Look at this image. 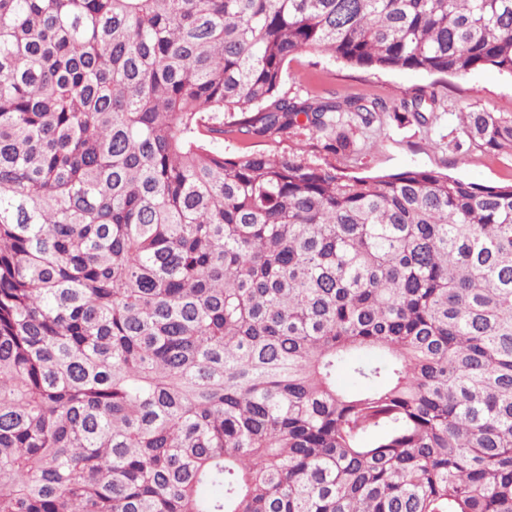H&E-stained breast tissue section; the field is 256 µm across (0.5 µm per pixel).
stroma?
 I'll list each match as a JSON object with an SVG mask.
<instances>
[{"instance_id": "35a3bbf8", "label": "stroma", "mask_w": 512, "mask_h": 512, "mask_svg": "<svg viewBox=\"0 0 512 512\" xmlns=\"http://www.w3.org/2000/svg\"><path fill=\"white\" fill-rule=\"evenodd\" d=\"M434 87L443 107L436 120L421 126L416 122L395 120L384 113L374 122L369 146L359 155L328 153L313 145L305 130L291 129L287 137L273 141L243 140L226 135L225 155L240 156L256 150L302 155L306 161L334 167L347 176H370L399 172L408 168L437 171L485 185L512 183V152L495 153L472 150L456 152L437 147V140H452L456 113L489 109L512 113V78L486 68L463 76L429 75L418 71L359 68L315 55L293 56L285 75V89L297 92L310 88L326 95L379 97L399 104L416 89Z\"/></svg>"}]
</instances>
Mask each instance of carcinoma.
<instances>
[{
    "label": "carcinoma",
    "instance_id": "1",
    "mask_svg": "<svg viewBox=\"0 0 512 512\" xmlns=\"http://www.w3.org/2000/svg\"><path fill=\"white\" fill-rule=\"evenodd\" d=\"M301 52L512 77V0H0V512H512V185L204 139L439 107Z\"/></svg>",
    "mask_w": 512,
    "mask_h": 512
}]
</instances>
